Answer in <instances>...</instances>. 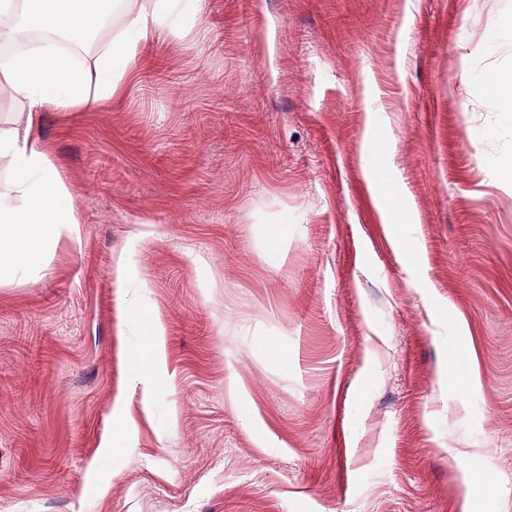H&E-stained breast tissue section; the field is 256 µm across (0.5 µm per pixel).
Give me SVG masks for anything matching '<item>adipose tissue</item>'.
<instances>
[{
    "label": "adipose tissue",
    "instance_id": "adipose-tissue-1",
    "mask_svg": "<svg viewBox=\"0 0 512 512\" xmlns=\"http://www.w3.org/2000/svg\"><path fill=\"white\" fill-rule=\"evenodd\" d=\"M112 4L121 26L92 67H75L50 42L0 59V97L16 106L8 127L0 128V167L8 172L0 180V276L40 266L53 241L78 234L77 200L34 133L37 114L94 108L118 90L142 48L173 18L201 6V0H0V40L13 44L46 31L83 45Z\"/></svg>",
    "mask_w": 512,
    "mask_h": 512
}]
</instances>
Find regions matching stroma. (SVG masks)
<instances>
[{
	"mask_svg": "<svg viewBox=\"0 0 512 512\" xmlns=\"http://www.w3.org/2000/svg\"><path fill=\"white\" fill-rule=\"evenodd\" d=\"M510 14L204 0L39 113L81 224L0 282V512H512ZM483 85L500 112L512 115V75L490 72L484 76Z\"/></svg>",
	"mask_w": 512,
	"mask_h": 512,
	"instance_id": "obj_1",
	"label": "stroma"
}]
</instances>
